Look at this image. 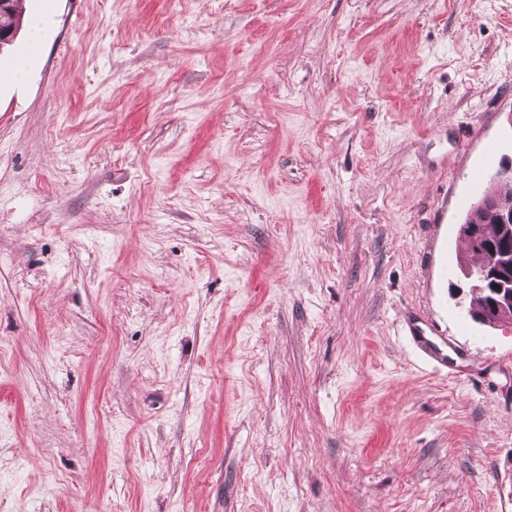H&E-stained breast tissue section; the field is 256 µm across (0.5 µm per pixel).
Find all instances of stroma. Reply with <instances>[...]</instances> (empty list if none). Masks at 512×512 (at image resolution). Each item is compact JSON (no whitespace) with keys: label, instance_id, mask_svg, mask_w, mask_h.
I'll use <instances>...</instances> for the list:
<instances>
[{"label":"stroma","instance_id":"1","mask_svg":"<svg viewBox=\"0 0 512 512\" xmlns=\"http://www.w3.org/2000/svg\"><path fill=\"white\" fill-rule=\"evenodd\" d=\"M19 9L0 512H512L457 204L512 159V0Z\"/></svg>","mask_w":512,"mask_h":512}]
</instances>
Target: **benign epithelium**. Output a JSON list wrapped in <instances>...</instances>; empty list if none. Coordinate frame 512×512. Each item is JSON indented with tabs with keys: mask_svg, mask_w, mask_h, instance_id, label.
Returning <instances> with one entry per match:
<instances>
[{
	"mask_svg": "<svg viewBox=\"0 0 512 512\" xmlns=\"http://www.w3.org/2000/svg\"><path fill=\"white\" fill-rule=\"evenodd\" d=\"M494 180L501 196L512 197V163L498 167ZM479 207L494 212L497 234L488 236L478 224L460 225V233L483 257L481 266L464 269L469 288L485 297L484 307L473 311V316L485 324L496 325L512 321V208L499 209L484 198Z\"/></svg>",
	"mask_w": 512,
	"mask_h": 512,
	"instance_id": "benign-epithelium-1",
	"label": "benign epithelium"
}]
</instances>
